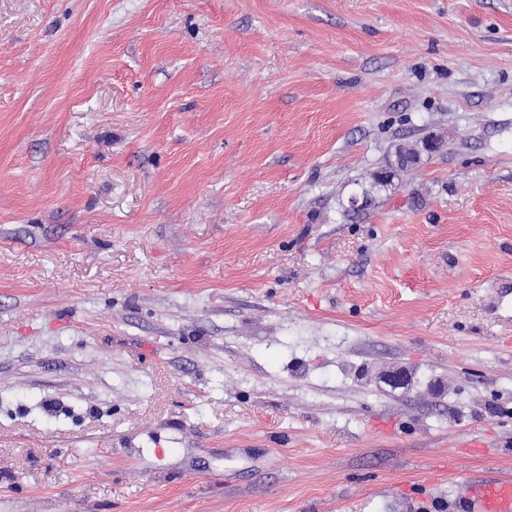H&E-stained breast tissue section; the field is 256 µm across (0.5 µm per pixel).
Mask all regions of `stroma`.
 <instances>
[{
    "label": "stroma",
    "mask_w": 512,
    "mask_h": 512,
    "mask_svg": "<svg viewBox=\"0 0 512 512\" xmlns=\"http://www.w3.org/2000/svg\"><path fill=\"white\" fill-rule=\"evenodd\" d=\"M507 276L512 0H0V512H463Z\"/></svg>",
    "instance_id": "stroma-1"
}]
</instances>
